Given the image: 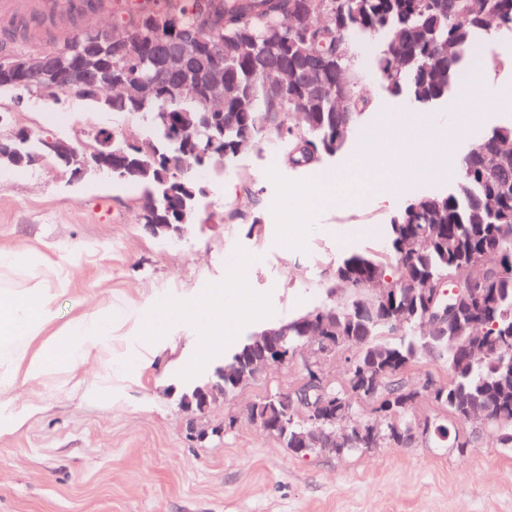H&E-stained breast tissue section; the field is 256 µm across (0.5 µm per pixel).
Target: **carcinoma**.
Instances as JSON below:
<instances>
[{
  "mask_svg": "<svg viewBox=\"0 0 512 512\" xmlns=\"http://www.w3.org/2000/svg\"><path fill=\"white\" fill-rule=\"evenodd\" d=\"M98 0H86L92 10ZM82 8V9H84ZM82 9L63 15L84 34L78 21ZM134 11L150 17L130 30L129 40L155 52L156 38L173 32L168 21L192 30L209 25L224 40V119L202 121L192 137L173 136L164 111L201 112L195 98L174 107H162L166 98L177 97L172 79L157 82L150 99L131 88L129 97L99 98L105 83L95 85L89 100L112 103L117 114L139 116L151 148L126 150L135 168L124 178L142 186L145 197L160 209L191 196L203 195L200 171L222 172L237 158L274 142L283 163L292 168L317 169L345 147L349 135L360 126L372 104L361 94L363 75L353 47L374 33L385 34L375 58V71L387 91L418 101L430 109L459 90V79L474 47L492 29L512 35V0H220L214 15H205L195 0H163L135 7L123 0L116 5L114 20ZM0 45L20 54L40 46L37 37L18 34L17 27L0 28ZM315 49L314 69L299 74L285 87L267 78L258 68H293ZM143 57L133 55L113 62L112 76L143 75ZM314 82L336 91L308 97L305 85ZM348 108L339 112V105ZM184 162V177L176 179L171 166ZM456 189L446 195L425 194L409 200L387 224L386 248L381 253H353L336 263L327 277L328 293L342 292L341 301L317 306L288 320V335L301 342V327H313L319 336L336 337V349L355 348L354 368L373 378V386L361 388L356 374L347 382L312 388L308 398L317 404L322 394L336 398L348 417L336 420L367 421L381 427V436L357 444L359 448L408 447L420 436L407 430L416 392L407 383L408 371L433 357L448 366V382L427 393L438 414L424 420L452 437L451 446L464 451L478 444L473 433L459 431L454 423L479 412L497 432L498 445L512 448V123L493 128L458 162ZM227 224H260L256 213L230 209ZM444 280L459 284V292L432 306L431 289ZM448 310V322L419 332L431 311ZM255 337L234 349L228 366L238 355L253 361L262 354ZM288 419V431H274L286 448L293 447L292 431L298 414L311 415L270 393L247 407V418L258 423L268 415Z\"/></svg>",
  "mask_w": 512,
  "mask_h": 512,
  "instance_id": "1",
  "label": "carcinoma"
}]
</instances>
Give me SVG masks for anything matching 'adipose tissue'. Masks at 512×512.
<instances>
[{
    "instance_id": "1",
    "label": "adipose tissue",
    "mask_w": 512,
    "mask_h": 512,
    "mask_svg": "<svg viewBox=\"0 0 512 512\" xmlns=\"http://www.w3.org/2000/svg\"><path fill=\"white\" fill-rule=\"evenodd\" d=\"M4 266L29 270L31 285L21 291L0 286V364L10 366L8 376L0 375V431L21 424L26 406L20 390L27 382L51 368L83 362L92 349L111 339L114 328L139 330L155 310L150 302L131 312L98 309L44 340L42 329L56 317L54 294L67 284L63 268L45 273L25 250L1 251L0 268Z\"/></svg>"
}]
</instances>
